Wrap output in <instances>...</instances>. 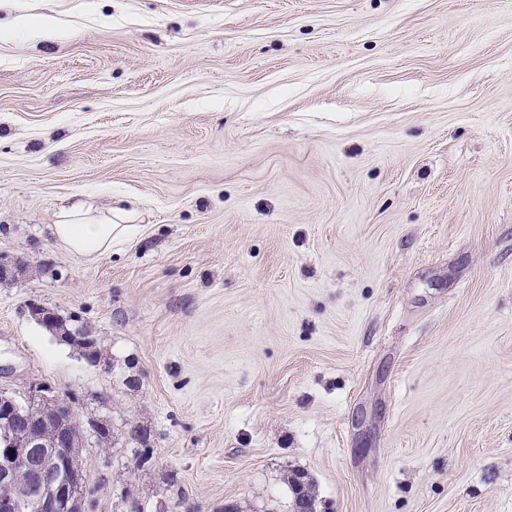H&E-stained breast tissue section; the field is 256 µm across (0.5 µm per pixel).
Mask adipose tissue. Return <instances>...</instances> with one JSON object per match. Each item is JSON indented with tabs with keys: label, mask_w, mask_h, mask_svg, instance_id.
<instances>
[{
	"label": "adipose tissue",
	"mask_w": 512,
	"mask_h": 512,
	"mask_svg": "<svg viewBox=\"0 0 512 512\" xmlns=\"http://www.w3.org/2000/svg\"><path fill=\"white\" fill-rule=\"evenodd\" d=\"M125 217V212L120 209L96 213L75 205L62 212L52 233L70 251L98 257L111 252L114 242L134 233V225L126 223Z\"/></svg>",
	"instance_id": "ef3b65f1"
}]
</instances>
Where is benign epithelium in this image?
I'll return each instance as SVG.
<instances>
[{"label":"benign epithelium","mask_w":512,"mask_h":512,"mask_svg":"<svg viewBox=\"0 0 512 512\" xmlns=\"http://www.w3.org/2000/svg\"><path fill=\"white\" fill-rule=\"evenodd\" d=\"M24 263L0 254V279L23 271ZM40 324L57 329L61 338L93 367L101 366L100 338L80 328L70 329L60 315L42 304L29 306ZM48 415L37 417L32 406ZM79 421L74 399L43 385H32L22 398L0 391V512H83L85 465L74 459L83 445L68 433V424ZM28 473V484L16 474Z\"/></svg>","instance_id":"obj_1"}]
</instances>
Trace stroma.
Instances as JSON below:
<instances>
[{"instance_id":"1","label":"stroma","mask_w":512,"mask_h":512,"mask_svg":"<svg viewBox=\"0 0 512 512\" xmlns=\"http://www.w3.org/2000/svg\"><path fill=\"white\" fill-rule=\"evenodd\" d=\"M0 254V387L112 434L85 512H512V0H0ZM126 213L110 208L106 212L93 213L90 208L74 205L65 209L52 233L70 251L98 257L112 251V242L130 237L136 227L124 222ZM29 312L38 323L50 328L56 333L59 332L63 341L78 351L90 366H101L99 336H93L90 332H86L80 328H68L64 323H61L62 317H60L57 312L42 304L32 303L29 306Z\"/></svg>"}]
</instances>
